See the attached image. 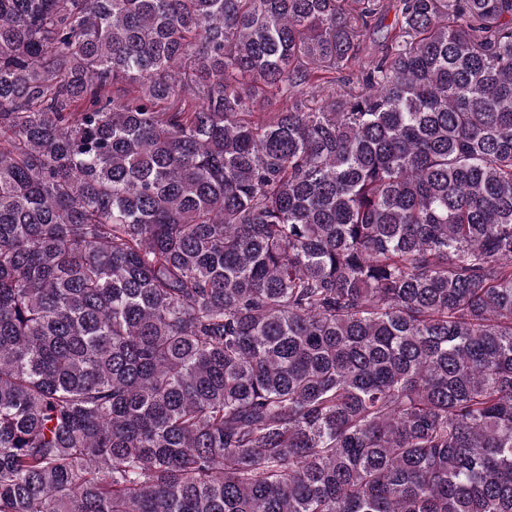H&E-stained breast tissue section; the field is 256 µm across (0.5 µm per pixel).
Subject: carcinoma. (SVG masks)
<instances>
[{
    "instance_id": "cac0c4a2",
    "label": "carcinoma",
    "mask_w": 512,
    "mask_h": 512,
    "mask_svg": "<svg viewBox=\"0 0 512 512\" xmlns=\"http://www.w3.org/2000/svg\"><path fill=\"white\" fill-rule=\"evenodd\" d=\"M0 512H512V0H0Z\"/></svg>"
}]
</instances>
